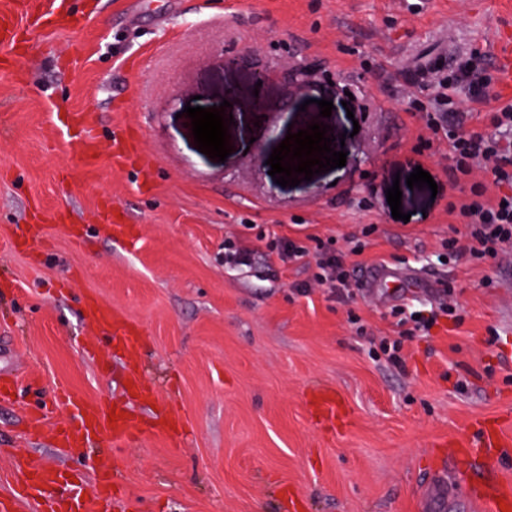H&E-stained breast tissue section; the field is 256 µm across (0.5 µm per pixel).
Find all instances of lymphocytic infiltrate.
I'll list each match as a JSON object with an SVG mask.
<instances>
[{
	"label": "lymphocytic infiltrate",
	"instance_id": "f902f5d3",
	"mask_svg": "<svg viewBox=\"0 0 512 512\" xmlns=\"http://www.w3.org/2000/svg\"><path fill=\"white\" fill-rule=\"evenodd\" d=\"M484 57L470 51L455 57L452 65L428 64L419 68L420 87L432 88L426 102L420 103V111L426 112L427 126L434 135L446 139L450 147L449 174L453 181L469 179L476 169L482 168L493 176L499 193L496 198L485 196L484 188H477L470 197L450 205L449 216L461 224V231L442 239L443 255L463 258L474 263L491 261L496 264H512V103L494 104V96L483 75ZM468 87L469 101L488 109L489 122L494 135L474 133L460 137L457 133L465 114L459 106L458 93ZM264 248L244 240L225 239L224 264L239 268L252 266L257 252H264L269 261L289 267L306 257H314L316 272L311 280L299 284L300 293L319 288L328 292L336 301L346 303L353 298L349 258L361 256L365 246L351 241L347 250L336 247L334 239L317 241L315 248H308L301 239L287 235L265 237ZM454 290L443 285L436 298L427 304L394 306L391 315L395 320L397 336L381 339L379 350L385 361L395 367H404L403 352L406 339L415 335H429L445 316L454 315L456 302Z\"/></svg>",
	"mask_w": 512,
	"mask_h": 512
}]
</instances>
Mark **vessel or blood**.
<instances>
[{
    "instance_id": "1",
    "label": "vessel or blood",
    "mask_w": 512,
    "mask_h": 512,
    "mask_svg": "<svg viewBox=\"0 0 512 512\" xmlns=\"http://www.w3.org/2000/svg\"><path fill=\"white\" fill-rule=\"evenodd\" d=\"M63 0H49L43 12L31 13L29 26L45 28L70 27L74 20L70 12L63 8ZM498 87L502 92L512 94V41L508 42L499 56ZM66 126L73 132L80 145L84 159L91 160L99 152L97 118L91 112L69 113ZM402 276L385 265L370 267L361 286L365 291L385 289L394 291L403 287ZM84 308L87 316L98 323L112 325L117 344L131 359H138L143 347L139 330L123 322L121 316L112 309L94 299L86 300ZM71 416L54 425H46L44 413L34 414L30 420V429L34 435L51 437L62 449L84 448L103 443L114 448L129 444L142 431L139 420L125 415L110 419V409L102 403H90L78 397L69 398ZM467 437H459L450 444L447 462L434 464L431 474L425 482L422 506L426 512H447L459 492L455 486V474L452 465L468 462L472 459V445ZM14 466L21 476L20 493L22 497H41L42 512H112L115 496L111 484L100 488L85 490L81 474H67L59 468H50L37 460L20 456L15 458ZM473 507L484 508L485 512H503L512 510V486L489 481L476 493Z\"/></svg>"
}]
</instances>
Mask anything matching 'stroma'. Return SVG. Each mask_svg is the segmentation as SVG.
<instances>
[{"label": "stroma", "instance_id": "obj_1", "mask_svg": "<svg viewBox=\"0 0 512 512\" xmlns=\"http://www.w3.org/2000/svg\"><path fill=\"white\" fill-rule=\"evenodd\" d=\"M74 30L37 31L41 51L0 46V370L19 378L0 404V495L17 487L14 453L96 475H122L114 512H419L428 466L486 418L512 440V266L439 262L447 209L468 197L424 148L430 133L407 90L419 61L485 54L512 31V0H75ZM237 64H227L230 56ZM311 76L307 94L288 78ZM232 99L233 148L217 162L194 145L190 101ZM345 139L344 167L281 187L267 159L288 129L317 121ZM97 113L101 144L86 161L59 119ZM258 127H251L252 112ZM141 150L114 165V137ZM429 172L437 191L395 176ZM132 227L122 245L99 217ZM64 221H53L58 211ZM370 227L366 257L441 284L454 280L462 321L442 318L404 345L405 369L373 355L394 338L393 300L357 291L350 305L298 294L313 258L288 268L224 264V240L260 230L338 240ZM143 336L140 371L154 406L128 391L111 328H90L85 297ZM354 310L369 336L347 322ZM497 342H490L491 333ZM112 351L101 367L92 348ZM337 391L345 420L318 422L312 392ZM56 389L110 401L144 423L128 447L61 456L26 434Z\"/></svg>", "mask_w": 512, "mask_h": 512}]
</instances>
